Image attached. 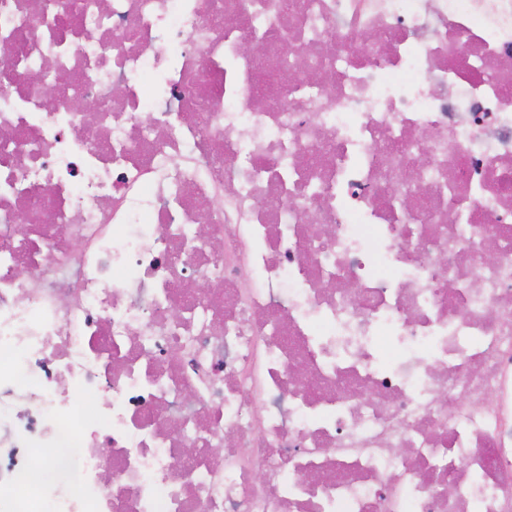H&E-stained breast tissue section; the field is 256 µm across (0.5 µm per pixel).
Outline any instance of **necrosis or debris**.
I'll use <instances>...</instances> for the list:
<instances>
[{"mask_svg": "<svg viewBox=\"0 0 512 512\" xmlns=\"http://www.w3.org/2000/svg\"><path fill=\"white\" fill-rule=\"evenodd\" d=\"M100 1L0 0V512H512V0Z\"/></svg>", "mask_w": 512, "mask_h": 512, "instance_id": "4bbe7bcc", "label": "necrosis or debris"}]
</instances>
